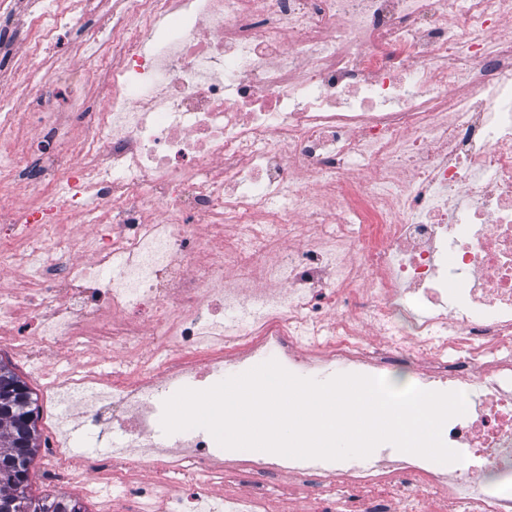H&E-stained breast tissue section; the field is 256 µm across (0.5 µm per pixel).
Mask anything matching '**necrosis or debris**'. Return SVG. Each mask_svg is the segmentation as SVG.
<instances>
[{
	"label": "necrosis or debris",
	"instance_id": "4bbe7bcc",
	"mask_svg": "<svg viewBox=\"0 0 512 512\" xmlns=\"http://www.w3.org/2000/svg\"><path fill=\"white\" fill-rule=\"evenodd\" d=\"M1 9L17 25L0 57L20 37L32 60L0 72L17 90L0 99V270L29 269L0 290V336L27 363L64 339L122 350L110 374L89 358L67 379L94 390L91 423L110 411L128 436L89 482H111L123 512H267L276 495L309 512H512V37L496 35L512 0ZM101 11L105 38L84 25ZM77 27L106 96L94 112L82 69L39 62ZM64 207L97 225L93 263ZM271 353L298 376L410 362L424 390L477 384L446 427L464 466H219L201 435L155 440L159 397Z\"/></svg>",
	"mask_w": 512,
	"mask_h": 512
}]
</instances>
